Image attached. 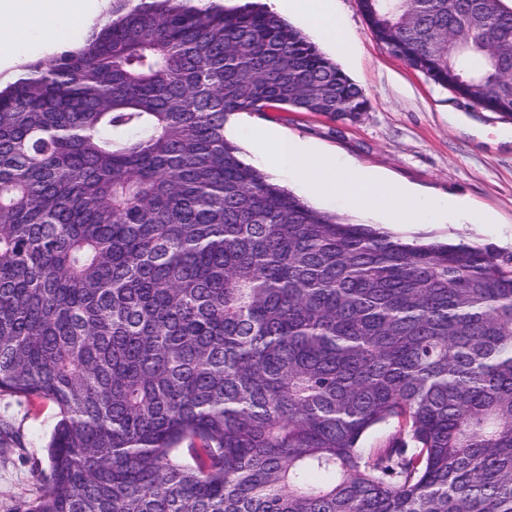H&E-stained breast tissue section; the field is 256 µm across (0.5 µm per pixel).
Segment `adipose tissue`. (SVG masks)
I'll return each mask as SVG.
<instances>
[{
	"label": "adipose tissue",
	"instance_id": "obj_1",
	"mask_svg": "<svg viewBox=\"0 0 512 512\" xmlns=\"http://www.w3.org/2000/svg\"><path fill=\"white\" fill-rule=\"evenodd\" d=\"M106 0H0V54L33 44L54 48L64 43L70 26L88 24ZM271 11L295 13L321 30L336 54H346V38L337 33L333 0H267ZM257 154H269L271 162L290 172L317 195H345L352 207L380 212L393 221L414 223L427 209L440 212H470L471 205L461 198L430 202L415 191L389 182L383 175L358 169L354 164L327 156L299 140L273 131L253 140Z\"/></svg>",
	"mask_w": 512,
	"mask_h": 512
}]
</instances>
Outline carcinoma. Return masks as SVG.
Instances as JSON below:
<instances>
[{"label":"carcinoma","mask_w":512,"mask_h":512,"mask_svg":"<svg viewBox=\"0 0 512 512\" xmlns=\"http://www.w3.org/2000/svg\"><path fill=\"white\" fill-rule=\"evenodd\" d=\"M113 2L0 87V392L60 409L28 512H512V254L241 158L234 113L368 108L260 0ZM359 2L512 120L508 0Z\"/></svg>","instance_id":"cac0c4a2"}]
</instances>
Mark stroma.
I'll return each mask as SVG.
<instances>
[{
  "label": "stroma",
  "instance_id": "stroma-1",
  "mask_svg": "<svg viewBox=\"0 0 512 512\" xmlns=\"http://www.w3.org/2000/svg\"><path fill=\"white\" fill-rule=\"evenodd\" d=\"M336 27L351 41L337 65L365 91L369 108L354 119L314 112H242L229 123L295 137L430 198L468 200L491 216L433 212L419 224H388L384 215L359 221L388 225L413 240H465L512 252V122L476 108L391 57L371 35L359 0H336ZM59 418L47 400L0 396V512H23L49 484L46 446Z\"/></svg>",
  "mask_w": 512,
  "mask_h": 512
}]
</instances>
